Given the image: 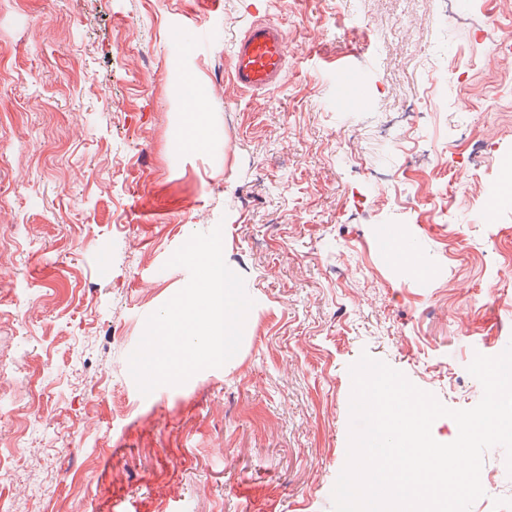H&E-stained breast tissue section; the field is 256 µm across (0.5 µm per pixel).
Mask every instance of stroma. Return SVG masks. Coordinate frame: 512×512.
Wrapping results in <instances>:
<instances>
[{
	"mask_svg": "<svg viewBox=\"0 0 512 512\" xmlns=\"http://www.w3.org/2000/svg\"><path fill=\"white\" fill-rule=\"evenodd\" d=\"M458 3L0 0V512H332L364 352L478 404L469 364L512 343V206L482 191L512 151V0ZM258 19L287 68L246 91ZM218 225L254 302L238 357L142 395L128 357L190 279L167 261ZM506 458L470 512H512ZM286 61L282 29L271 23L256 22L249 26L236 44L231 78L244 90L267 89L279 81ZM195 109L188 104V110L184 113V144L193 150L204 148L208 141L201 136L205 107L201 97L194 96Z\"/></svg>",
	"mask_w": 512,
	"mask_h": 512,
	"instance_id": "obj_1",
	"label": "stroma"
}]
</instances>
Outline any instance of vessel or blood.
<instances>
[{
    "label": "vessel or blood",
    "mask_w": 512,
    "mask_h": 512,
    "mask_svg": "<svg viewBox=\"0 0 512 512\" xmlns=\"http://www.w3.org/2000/svg\"><path fill=\"white\" fill-rule=\"evenodd\" d=\"M286 61L282 29L271 23L256 22L249 26L236 44L231 78L244 90L266 89L279 81Z\"/></svg>",
    "instance_id": "vessel-or-blood-1"
}]
</instances>
